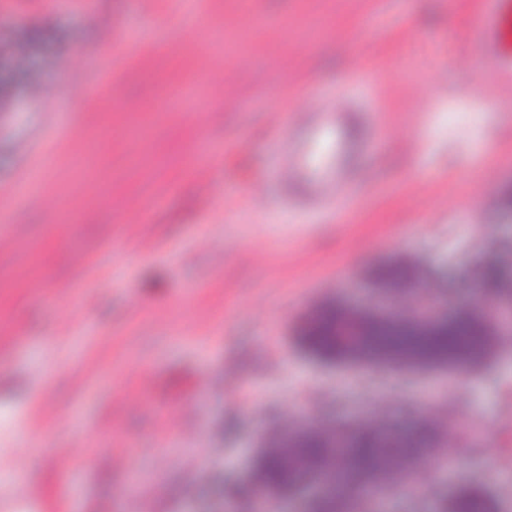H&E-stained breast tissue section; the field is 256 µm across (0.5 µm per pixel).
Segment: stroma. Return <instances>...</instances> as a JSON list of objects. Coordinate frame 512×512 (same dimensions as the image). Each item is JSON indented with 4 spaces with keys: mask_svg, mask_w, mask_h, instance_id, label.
<instances>
[{
    "mask_svg": "<svg viewBox=\"0 0 512 512\" xmlns=\"http://www.w3.org/2000/svg\"><path fill=\"white\" fill-rule=\"evenodd\" d=\"M199 8L195 29L181 0H0V33L46 36L26 69L0 55V512H14L19 469L43 512H249L217 484L248 481L271 431L421 420L469 429L420 469L424 499L394 486L377 512H437L472 485L512 512L511 330L479 370L324 367L292 336L326 301L371 307L382 263L408 262L433 290L447 268L453 309L511 304L476 263L512 285V85L483 79L477 0ZM117 27L135 48L102 42ZM234 32L215 83L201 50ZM75 53L91 70L64 74ZM340 89L380 130L353 197L324 214L287 205L279 146ZM23 184L54 207L24 202ZM25 413L40 430L21 440Z\"/></svg>",
    "mask_w": 512,
    "mask_h": 512,
    "instance_id": "obj_1",
    "label": "stroma"
}]
</instances>
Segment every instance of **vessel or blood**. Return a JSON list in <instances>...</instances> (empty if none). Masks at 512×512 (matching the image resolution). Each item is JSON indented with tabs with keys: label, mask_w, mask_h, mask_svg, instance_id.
I'll return each mask as SVG.
<instances>
[{
	"label": "vessel or blood",
	"mask_w": 512,
	"mask_h": 512,
	"mask_svg": "<svg viewBox=\"0 0 512 512\" xmlns=\"http://www.w3.org/2000/svg\"><path fill=\"white\" fill-rule=\"evenodd\" d=\"M490 9L479 12L478 22L492 82L512 80V0H489ZM357 106L344 98L320 100L297 121L302 135L282 147L277 182L300 186V207L331 206L353 191L350 171L353 159L368 151L371 138H353L349 115Z\"/></svg>",
	"instance_id": "b4317fda"
}]
</instances>
